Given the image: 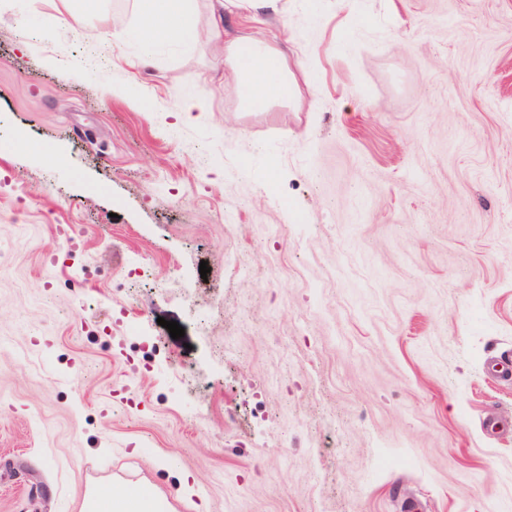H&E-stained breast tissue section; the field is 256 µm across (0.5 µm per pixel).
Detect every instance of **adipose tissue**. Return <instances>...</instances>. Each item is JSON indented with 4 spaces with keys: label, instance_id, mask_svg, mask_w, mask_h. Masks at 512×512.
<instances>
[{
    "label": "adipose tissue",
    "instance_id": "adipose-tissue-1",
    "mask_svg": "<svg viewBox=\"0 0 512 512\" xmlns=\"http://www.w3.org/2000/svg\"><path fill=\"white\" fill-rule=\"evenodd\" d=\"M143 39L163 36L174 41L190 34L191 0H136ZM224 51L236 72L238 93L251 106L267 107L271 101H289L300 95L291 76L288 58L278 48L250 35L226 41ZM84 512H162L157 496L147 487L130 484L122 490L92 492Z\"/></svg>",
    "mask_w": 512,
    "mask_h": 512
}]
</instances>
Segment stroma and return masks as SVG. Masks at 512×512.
<instances>
[{"mask_svg": "<svg viewBox=\"0 0 512 512\" xmlns=\"http://www.w3.org/2000/svg\"><path fill=\"white\" fill-rule=\"evenodd\" d=\"M213 2L0 0V512H512V0H288L262 111ZM191 0H137L140 33L151 41L158 36L183 41L190 36ZM224 52L236 71L238 93L251 106L265 108L272 100L299 97L288 58L280 49L252 35H235L224 45ZM83 512H162L157 496L147 487L130 484L120 491L102 488L85 500Z\"/></svg>", "mask_w": 512, "mask_h": 512, "instance_id": "1", "label": "stroma"}]
</instances>
